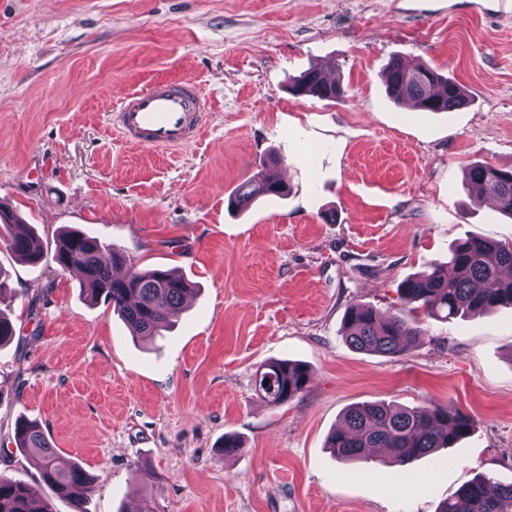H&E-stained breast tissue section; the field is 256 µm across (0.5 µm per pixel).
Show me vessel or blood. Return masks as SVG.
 Returning <instances> with one entry per match:
<instances>
[{"mask_svg":"<svg viewBox=\"0 0 512 512\" xmlns=\"http://www.w3.org/2000/svg\"><path fill=\"white\" fill-rule=\"evenodd\" d=\"M116 118L126 141L148 148L185 145L203 125L198 93L183 84L126 94Z\"/></svg>","mask_w":512,"mask_h":512,"instance_id":"b4317fda","label":"vessel or blood"}]
</instances>
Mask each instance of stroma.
<instances>
[{"mask_svg":"<svg viewBox=\"0 0 512 512\" xmlns=\"http://www.w3.org/2000/svg\"><path fill=\"white\" fill-rule=\"evenodd\" d=\"M396 56L467 104L395 103ZM312 66L341 100L290 93ZM158 81L205 100L187 147L142 148L114 124L124 94ZM271 157L288 196L228 209ZM476 162L512 166V17L475 0H0V205L45 249L31 266L0 242L17 330L0 347V475L69 512L15 446L24 417L93 475L89 512H437L478 475L512 483L511 306L420 318L402 357L341 336L350 304L397 313L401 282L459 241L512 243V218L465 185ZM64 230L182 274L173 328L151 342L90 303L54 259ZM271 359L309 369L279 407L254 391ZM380 401L450 404L475 428L404 468L337 461L345 411Z\"/></svg>","mask_w":512,"mask_h":512,"instance_id":"obj_1","label":"stroma"}]
</instances>
